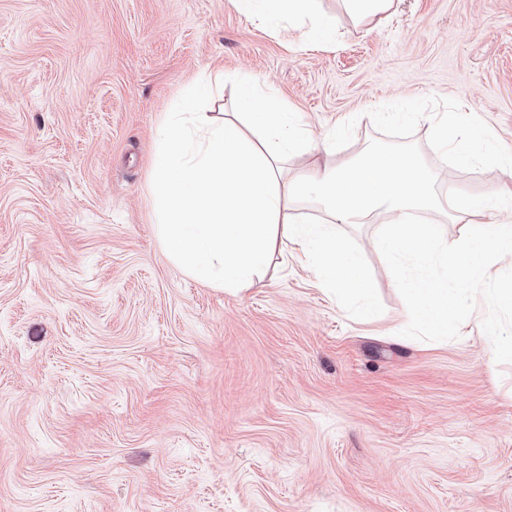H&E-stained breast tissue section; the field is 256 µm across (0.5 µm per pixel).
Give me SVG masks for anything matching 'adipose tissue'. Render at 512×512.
<instances>
[{"instance_id": "1", "label": "adipose tissue", "mask_w": 512, "mask_h": 512, "mask_svg": "<svg viewBox=\"0 0 512 512\" xmlns=\"http://www.w3.org/2000/svg\"><path fill=\"white\" fill-rule=\"evenodd\" d=\"M248 16H266L296 24L301 38L332 46L336 27L316 0H233ZM238 106L244 117L217 118L197 109L186 97L161 128L153 160L152 192L158 237L169 259L210 286L240 294L252 287L275 249L296 245L314 259L323 287L342 297L365 296L369 282L358 257L336 235L340 224L360 223L384 209L391 221L377 241L391 260H439L433 277H400L413 305L412 322L439 333L448 328L451 310L480 302L474 271L512 250L511 224L483 223L487 198H470L456 210L473 218L454 251L442 247L440 225L421 224L417 214L438 205L427 172L409 154H371L338 164L322 161L295 112L277 95L247 76L239 81ZM454 113L432 119L436 142L462 162L476 157L491 141L485 126L473 122L449 138ZM304 148L307 170L289 173L288 153ZM317 202L330 218L326 224L295 220L293 205Z\"/></svg>"}]
</instances>
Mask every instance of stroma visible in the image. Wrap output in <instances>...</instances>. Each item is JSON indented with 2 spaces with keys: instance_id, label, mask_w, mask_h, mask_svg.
<instances>
[{
  "instance_id": "1",
  "label": "stroma",
  "mask_w": 512,
  "mask_h": 512,
  "mask_svg": "<svg viewBox=\"0 0 512 512\" xmlns=\"http://www.w3.org/2000/svg\"><path fill=\"white\" fill-rule=\"evenodd\" d=\"M335 46L231 0H0V512H512V309L399 335L376 241L340 224L374 316L296 251L234 295L174 265L150 172L168 112H237L257 78L335 161L409 152L448 249L464 197L512 219V169L456 163L425 116L512 148V0H396L365 22L318 0Z\"/></svg>"
}]
</instances>
